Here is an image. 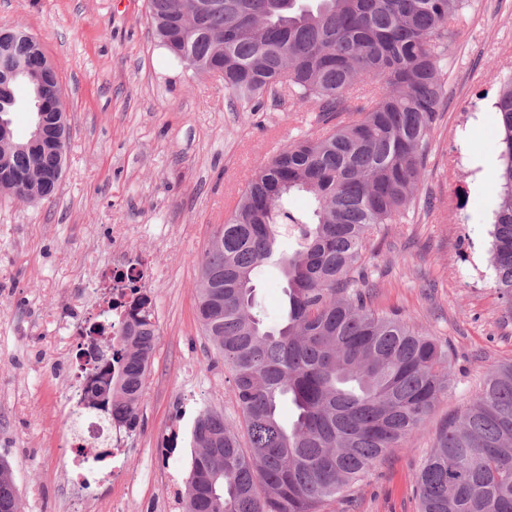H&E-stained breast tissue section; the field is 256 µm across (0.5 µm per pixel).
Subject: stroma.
Segmentation results:
<instances>
[{"label":"stroma","mask_w":512,"mask_h":512,"mask_svg":"<svg viewBox=\"0 0 512 512\" xmlns=\"http://www.w3.org/2000/svg\"><path fill=\"white\" fill-rule=\"evenodd\" d=\"M15 24L42 42L61 78L70 136L52 198L0 195V456L12 464L21 512H168V480L189 474L199 411L238 419L224 363L197 318V260L255 172L316 131L313 106L268 99L255 112L230 99L223 79L160 46L148 0H0V28ZM509 73L512 0H472L449 46L417 196L365 259L371 308L399 310L447 345L454 389L402 448L320 512H419L416 478L439 426L489 367L512 361V318L490 254L494 102ZM116 246L155 273L157 338L126 481L85 491L73 484L63 431L77 347L55 325L94 299ZM255 285V313L277 325L282 275L263 269Z\"/></svg>","instance_id":"stroma-1"}]
</instances>
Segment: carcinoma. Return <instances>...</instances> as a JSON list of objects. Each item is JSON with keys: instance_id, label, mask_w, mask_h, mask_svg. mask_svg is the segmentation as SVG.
<instances>
[{"instance_id": "cac0c4a2", "label": "carcinoma", "mask_w": 512, "mask_h": 512, "mask_svg": "<svg viewBox=\"0 0 512 512\" xmlns=\"http://www.w3.org/2000/svg\"><path fill=\"white\" fill-rule=\"evenodd\" d=\"M149 0L160 42L192 68L224 71L234 100L288 95L314 104L321 130L293 139L247 183L201 259L197 313L223 359L247 437L205 409L192 437L185 512H317L363 480L427 421L453 387L445 345L395 313L377 314L364 262L375 234L413 198L445 98L448 46L470 0ZM501 166L494 284L512 315V76L498 91ZM0 136V165L37 181L64 160ZM304 192L311 209H288ZM294 243L281 249L283 238ZM287 282L284 320L253 314L266 264ZM126 319L93 329L120 337L90 355V376L117 368L103 418L136 428L154 351L151 300L131 289ZM420 512H512V361L486 371L464 412L439 429L421 466Z\"/></svg>"}]
</instances>
